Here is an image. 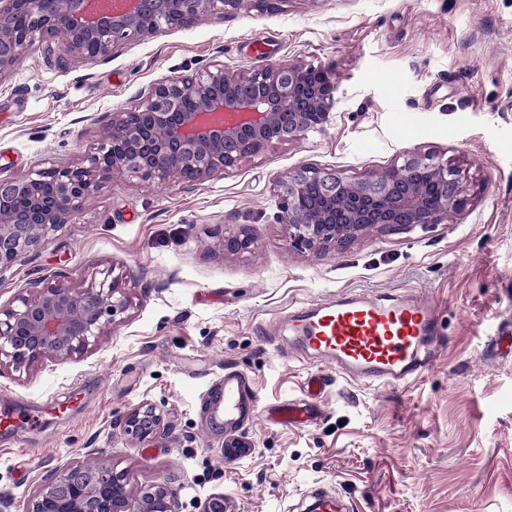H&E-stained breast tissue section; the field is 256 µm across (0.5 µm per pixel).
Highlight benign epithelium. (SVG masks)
<instances>
[{
	"instance_id": "benign-epithelium-1",
	"label": "benign epithelium",
	"mask_w": 512,
	"mask_h": 512,
	"mask_svg": "<svg viewBox=\"0 0 512 512\" xmlns=\"http://www.w3.org/2000/svg\"><path fill=\"white\" fill-rule=\"evenodd\" d=\"M87 2L0 0V76L38 40L71 59L105 61L122 40L223 17L243 0H128L115 15H97ZM338 92L323 69L298 60L235 70L214 63L193 75L166 77L138 107L112 113L86 164L0 178V267L40 249L105 181L130 175L201 185L269 146L324 129ZM274 192L288 245L311 253L343 250L371 233L446 224L470 202L460 171L431 153L408 154L400 164L357 176L302 165L277 178ZM251 243L245 228L224 225V254ZM99 275L81 286L63 275L35 280L0 306V358L29 372L47 356L81 357L111 335L114 317L129 305L125 276L114 266ZM121 423L127 434L145 439L160 431L163 418L144 403ZM26 512H178V492L159 482L136 493L128 472L112 460L74 461L43 477Z\"/></svg>"
}]
</instances>
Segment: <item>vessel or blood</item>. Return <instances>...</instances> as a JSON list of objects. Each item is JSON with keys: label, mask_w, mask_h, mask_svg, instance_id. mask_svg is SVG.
Here are the masks:
<instances>
[{"label": "vessel or blood", "mask_w": 512, "mask_h": 512, "mask_svg": "<svg viewBox=\"0 0 512 512\" xmlns=\"http://www.w3.org/2000/svg\"><path fill=\"white\" fill-rule=\"evenodd\" d=\"M287 327L283 358L318 363L357 384L410 385L445 347L438 307L408 290L341 292L304 303L289 312ZM257 403L245 378L228 372L211 413L231 427L254 414Z\"/></svg>", "instance_id": "obj_1"}]
</instances>
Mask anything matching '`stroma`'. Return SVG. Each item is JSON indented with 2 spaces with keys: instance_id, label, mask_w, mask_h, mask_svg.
<instances>
[{
  "instance_id": "35a3bbf8",
  "label": "stroma",
  "mask_w": 512,
  "mask_h": 512,
  "mask_svg": "<svg viewBox=\"0 0 512 512\" xmlns=\"http://www.w3.org/2000/svg\"><path fill=\"white\" fill-rule=\"evenodd\" d=\"M301 60L333 68L342 98L329 125L263 150L202 185L111 180L69 224L0 269V305L36 279L75 284L124 270L130 306L83 357L48 356L29 373L0 364V405H84L0 437V500L25 512L48 471L111 457L133 488L170 482L180 512L224 497L226 512H308L338 492L352 512H512V0H284L121 42L107 61H62L37 45L0 77V177L78 166L113 113L173 74L220 61L250 68ZM407 119L410 133L396 126ZM432 152L461 171L459 219L313 255L289 247L274 183L302 164L347 175ZM249 249L225 255L223 225ZM414 291L441 312L446 347L408 387L331 376L309 421L277 409L321 368L288 363L263 334L292 306L345 290ZM237 370L259 398L224 453L211 396ZM149 402L164 430L140 441L119 424Z\"/></svg>"
}]
</instances>
